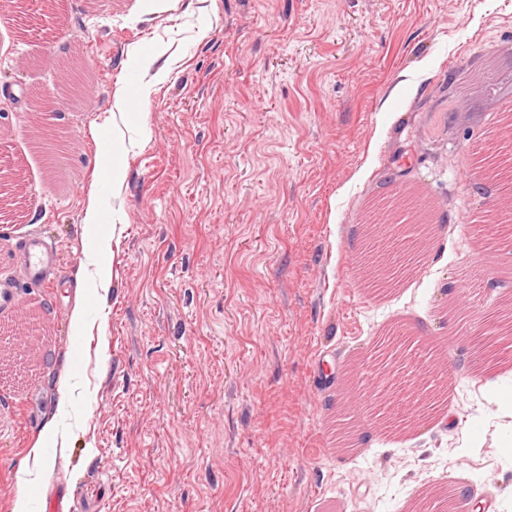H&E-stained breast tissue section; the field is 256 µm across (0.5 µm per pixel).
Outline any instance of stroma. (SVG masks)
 <instances>
[{"label":"stroma","instance_id":"stroma-1","mask_svg":"<svg viewBox=\"0 0 512 512\" xmlns=\"http://www.w3.org/2000/svg\"><path fill=\"white\" fill-rule=\"evenodd\" d=\"M74 58L88 78L68 100ZM1 74L17 190L0 210V512L34 454L30 512H413L453 486L512 512V374L478 372L453 315L512 299V248L475 246L496 198L473 156L512 114V0H20ZM476 77L489 91L470 100ZM140 88L142 120L113 142L115 98ZM32 90L60 100L49 130ZM390 176L450 221L379 293L351 231ZM92 203L116 225L105 250L83 231ZM33 231L58 255L40 286L20 264ZM476 274L486 296L442 294ZM78 305L93 332L72 330ZM22 318L47 359L16 339ZM397 324L442 362L446 398L402 436L355 410L369 442L336 454L327 402ZM67 380L86 398L61 415Z\"/></svg>","mask_w":512,"mask_h":512}]
</instances>
